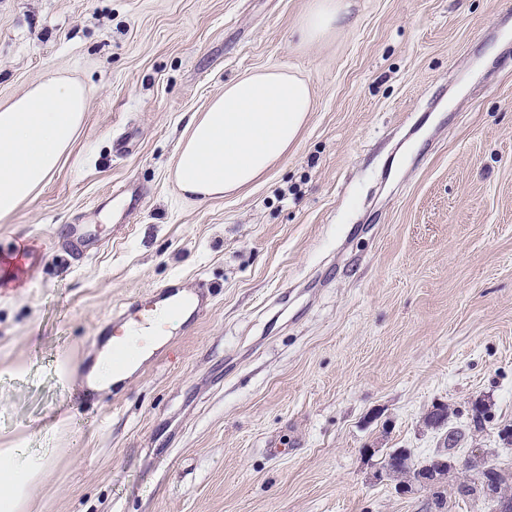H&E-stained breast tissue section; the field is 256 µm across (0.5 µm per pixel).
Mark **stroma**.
Listing matches in <instances>:
<instances>
[{
    "label": "stroma",
    "instance_id": "stroma-1",
    "mask_svg": "<svg viewBox=\"0 0 512 512\" xmlns=\"http://www.w3.org/2000/svg\"><path fill=\"white\" fill-rule=\"evenodd\" d=\"M507 2L354 0L303 45L312 0H0V102L50 73L89 91L71 154L0 221V448L55 451L27 512H421L376 474L433 454L438 403L512 486ZM269 67L312 87L297 144L185 199L189 119ZM201 280L199 323L75 397L113 309Z\"/></svg>",
    "mask_w": 512,
    "mask_h": 512
}]
</instances>
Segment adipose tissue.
<instances>
[{
	"instance_id": "adipose-tissue-1",
	"label": "adipose tissue",
	"mask_w": 512,
	"mask_h": 512,
	"mask_svg": "<svg viewBox=\"0 0 512 512\" xmlns=\"http://www.w3.org/2000/svg\"><path fill=\"white\" fill-rule=\"evenodd\" d=\"M350 0H313L296 33L313 44L350 23ZM88 89L50 74L0 102V220L13 217L51 178L84 124ZM313 109L304 79L278 68L225 85L189 120L171 177L197 202L224 197L262 179L294 146ZM52 449L0 448V512H25Z\"/></svg>"
}]
</instances>
